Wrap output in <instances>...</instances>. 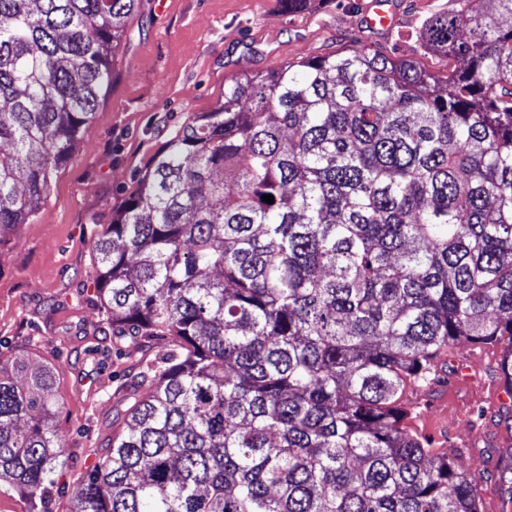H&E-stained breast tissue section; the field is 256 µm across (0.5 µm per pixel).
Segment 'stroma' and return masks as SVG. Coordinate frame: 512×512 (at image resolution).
<instances>
[{"mask_svg":"<svg viewBox=\"0 0 512 512\" xmlns=\"http://www.w3.org/2000/svg\"><path fill=\"white\" fill-rule=\"evenodd\" d=\"M370 0H314L291 15L282 0H140L116 50L112 81L92 125L54 176L30 223L0 241V356L25 358L29 371L52 367L65 442L45 512H68L77 486L105 459L131 397L146 395V372L166 340L116 337L94 284L92 244L134 189V176L196 113L224 99L242 71H271L368 43L439 74L450 60L418 39L433 14L456 0H393L385 29L369 28ZM498 366H471L466 378L432 384L406 423L437 450L463 452L481 475L482 512H512V400L493 406Z\"/></svg>","mask_w":512,"mask_h":512,"instance_id":"35a3bbf8","label":"stroma"}]
</instances>
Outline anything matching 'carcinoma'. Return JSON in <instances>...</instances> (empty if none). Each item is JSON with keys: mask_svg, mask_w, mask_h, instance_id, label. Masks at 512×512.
I'll use <instances>...</instances> for the list:
<instances>
[{"mask_svg": "<svg viewBox=\"0 0 512 512\" xmlns=\"http://www.w3.org/2000/svg\"><path fill=\"white\" fill-rule=\"evenodd\" d=\"M429 17L439 76L368 45L243 73L137 175L94 243L114 336L171 345L68 512H479L404 426L463 343L508 342L512 0ZM139 0H0V235L96 112ZM271 195L274 203L262 200ZM0 359V478L46 498L44 367Z\"/></svg>", "mask_w": 512, "mask_h": 512, "instance_id": "carcinoma-1", "label": "carcinoma"}]
</instances>
